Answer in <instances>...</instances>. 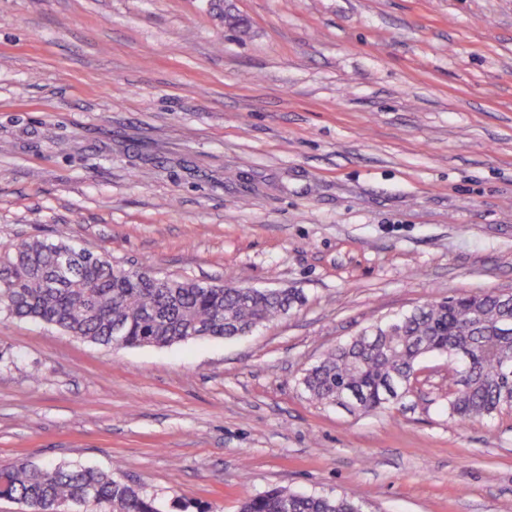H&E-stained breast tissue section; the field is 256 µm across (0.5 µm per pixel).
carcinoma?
<instances>
[{
    "instance_id": "carcinoma-1",
    "label": "carcinoma",
    "mask_w": 512,
    "mask_h": 512,
    "mask_svg": "<svg viewBox=\"0 0 512 512\" xmlns=\"http://www.w3.org/2000/svg\"><path fill=\"white\" fill-rule=\"evenodd\" d=\"M300 296L288 290L208 287L112 264L104 253L65 241L31 238L0 248V314L53 325L110 347L169 346L200 338L231 339L288 312ZM376 322L336 346L302 378L323 404L351 401L363 412L407 394L419 361L435 354L460 375L448 393V419L458 426L512 410V297L495 291L430 301ZM92 497L89 512H163L156 498L115 473L90 468L0 464V498L32 512H57L63 502ZM240 512H362L351 496H310L274 488L243 501Z\"/></svg>"
}]
</instances>
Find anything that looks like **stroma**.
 Listing matches in <instances>:
<instances>
[{
    "instance_id": "35a3bbf8",
    "label": "stroma",
    "mask_w": 512,
    "mask_h": 512,
    "mask_svg": "<svg viewBox=\"0 0 512 512\" xmlns=\"http://www.w3.org/2000/svg\"><path fill=\"white\" fill-rule=\"evenodd\" d=\"M0 0V246L296 291L237 339L113 349L0 315V463L165 506L274 487L512 512V411L448 419L446 358L378 413L300 380L369 323L512 292V0Z\"/></svg>"
}]
</instances>
